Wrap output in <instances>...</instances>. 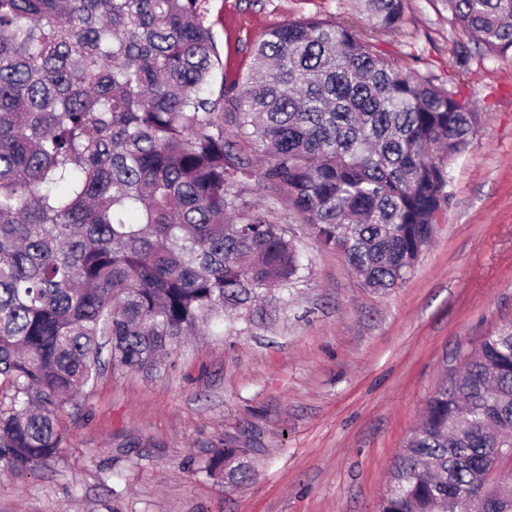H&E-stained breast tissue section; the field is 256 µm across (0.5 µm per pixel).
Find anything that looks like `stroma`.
Here are the masks:
<instances>
[{"label":"stroma","mask_w":512,"mask_h":512,"mask_svg":"<svg viewBox=\"0 0 512 512\" xmlns=\"http://www.w3.org/2000/svg\"><path fill=\"white\" fill-rule=\"evenodd\" d=\"M348 0H206L222 64L240 83L260 36ZM382 48L485 112L448 168L434 237L395 287L368 288L286 205L304 281L272 320L225 342L188 341L153 375L105 369L59 419L49 467L0 461V512H379L389 469L457 349L512 320V57L481 55L442 0H404ZM246 451L254 476L231 488L201 467Z\"/></svg>","instance_id":"stroma-1"}]
</instances>
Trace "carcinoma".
Wrapping results in <instances>:
<instances>
[{"label": "carcinoma", "mask_w": 512, "mask_h": 512, "mask_svg": "<svg viewBox=\"0 0 512 512\" xmlns=\"http://www.w3.org/2000/svg\"><path fill=\"white\" fill-rule=\"evenodd\" d=\"M206 0H0V460L46 466L60 414L108 355L159 371L186 339L241 334L300 278L285 200L368 287H394L448 204V167L484 113L404 73L356 22L397 30L404 0H353L268 30L226 97ZM484 52L512 56V0H445ZM267 158L270 199L224 125ZM512 448V322L458 353L391 464L380 512H448ZM241 448L204 472L251 476Z\"/></svg>", "instance_id": "obj_1"}]
</instances>
